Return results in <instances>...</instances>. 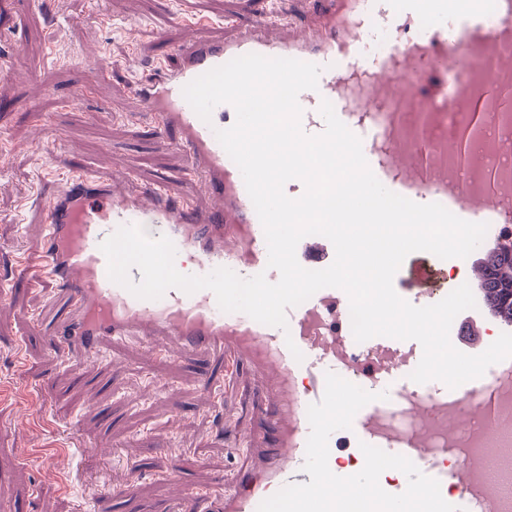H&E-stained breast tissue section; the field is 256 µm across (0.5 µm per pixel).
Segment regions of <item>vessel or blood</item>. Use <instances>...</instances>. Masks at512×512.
Wrapping results in <instances>:
<instances>
[{
  "label": "vessel or blood",
  "instance_id": "vessel-or-blood-1",
  "mask_svg": "<svg viewBox=\"0 0 512 512\" xmlns=\"http://www.w3.org/2000/svg\"><path fill=\"white\" fill-rule=\"evenodd\" d=\"M309 0L296 33L274 38L264 26H241L228 18L231 36L205 38L203 21L187 28L174 47L175 64L159 62L134 91L153 127L158 149L189 159L187 178L208 206L161 178L138 194L123 192L111 173L74 171L45 208L48 231L44 262L21 265L20 273L55 286L69 308L53 326L54 345L78 360L98 356L113 341L135 337L155 357L171 361L200 353L224 366L225 382L250 372L257 423L244 437L252 458L230 484L204 488L186 481L178 466L168 479L177 490L176 512H258L263 500L288 484L309 482L304 471L310 434L307 409L319 402L325 375L340 374L360 386L396 387L355 415L346 437L330 436L328 466L350 476L340 450L361 457V444L409 458L441 485L461 486L464 512H499L491 469L471 475L448 466V442L463 429L491 433L497 419V380L479 379L471 392L410 380L414 350L393 344L356 342L336 333V291L324 288L304 306L287 311V328L267 326L248 315L220 310L208 290L192 294L172 288L157 300L140 299L108 276L101 243L123 225L150 224L155 236L175 245L176 265L191 274L219 267L265 274L268 249L262 223L238 166L216 137L230 128L233 106L214 108L203 121L186 101L184 87L209 70L246 54L292 58L320 66L318 87L298 97L301 126L321 134L322 102L362 141L367 163L390 191L419 204L443 203L457 217L475 223L511 224L512 202L497 176L500 165L476 159L475 135L496 113H512V0H499V21L485 20L483 0ZM430 19L420 28L421 19ZM387 33L378 44V33ZM449 118L454 137L433 142L429 131ZM461 160L449 174L444 157ZM304 268H327L332 259L321 240L305 237ZM301 358H294V351Z\"/></svg>",
  "mask_w": 512,
  "mask_h": 512
}]
</instances>
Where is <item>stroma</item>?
Instances as JSON below:
<instances>
[{"instance_id": "35a3bbf8", "label": "stroma", "mask_w": 512, "mask_h": 512, "mask_svg": "<svg viewBox=\"0 0 512 512\" xmlns=\"http://www.w3.org/2000/svg\"><path fill=\"white\" fill-rule=\"evenodd\" d=\"M276 0H0V505L8 512H169L164 478L211 485L240 461L225 437L249 426L246 391L214 408L197 358L159 362L139 343L115 344L120 370L71 361L50 339L65 317L59 294L23 279L17 260L44 258V202L62 186L58 155L129 191L157 176L181 180L186 161L155 148L129 81L171 56L191 16L276 21ZM437 256L410 254L394 277L408 302L440 286L413 280ZM41 316L34 325L32 316Z\"/></svg>"}]
</instances>
